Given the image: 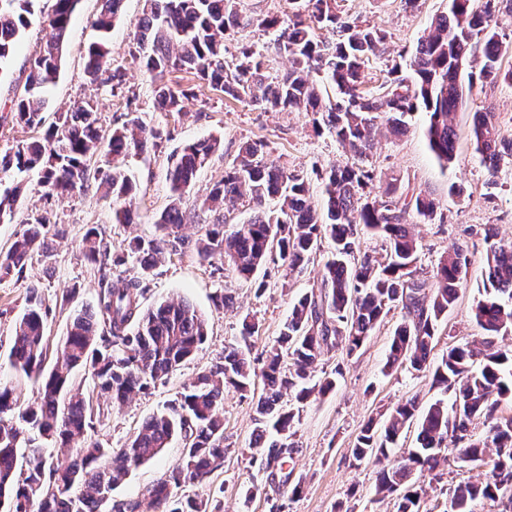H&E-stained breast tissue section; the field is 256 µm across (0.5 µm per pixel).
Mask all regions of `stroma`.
<instances>
[{"instance_id": "obj_1", "label": "stroma", "mask_w": 512, "mask_h": 512, "mask_svg": "<svg viewBox=\"0 0 512 512\" xmlns=\"http://www.w3.org/2000/svg\"><path fill=\"white\" fill-rule=\"evenodd\" d=\"M145 0H123L121 14L110 35V63L124 72L121 96L110 86L90 83L86 73V49L96 37L92 21L100 0H79L66 33L60 76L48 92L45 109L47 122H57L60 113L74 104L92 101L104 129L121 125L125 119L124 101L132 99L139 116L148 125L168 129L170 136L161 148L125 158L123 165L134 174L138 190L131 223L112 221L113 204L102 198L96 188L70 197L45 196L37 176H29L19 201L20 215L49 214L53 223L63 225L65 235L53 238L54 259L45 265L33 255L19 275L0 281V363L9 352L13 329L24 306L28 283L36 282L46 305V334L51 346L64 339L74 309L97 302L101 283L118 284L124 277L137 275L134 262L101 268L84 258L81 239L90 226L104 230L112 245L155 232L154 218L168 204L170 189L166 178L171 154L185 143L217 136L224 147L201 172L191 197L204 195L213 182L222 178L231 166L239 146L246 141H263L268 158L302 175L309 183L311 200L321 205V186L317 171L346 163L348 155L329 134L315 133L312 117L304 112H267L263 109L226 100L223 93L206 90L203 100L189 101L180 113L154 111L151 81L132 65L128 45L135 33ZM345 13L384 29L387 50L370 59L364 67L368 86H378L386 77L393 58L402 51H413L431 20L446 12L448 0H421L417 11L405 10L400 0H344ZM50 37L48 27L35 25L22 38L10 68L0 74V105L12 97L23 81L24 66ZM491 108L504 141L512 140V84L503 83L485 91H472L456 112L453 124L457 132L456 158L449 167H441L430 151L424 134L425 115L408 117V130L399 137L379 133L369 158L375 172L393 174L415 190L430 193L440 200L445 214L441 224H416L419 264L432 271L453 248H467L470 265L459 297L439 328L438 342L431 353L439 360L450 346L479 344L485 335L475 320L473 309L485 274V233L493 231L498 239L512 241V164L502 165L496 176H489L473 152L470 125L473 112ZM267 288L256 293L249 283L226 276L224 271L200 263L194 249L166 259L143 281V307L169 297L188 299L208 320L209 335L197 354L186 361L168 379L157 382L124 405L102 403L94 426L86 440L118 449L125 445L144 418L176 398L185 386L221 355L225 344L234 341L244 317L259 325L252 339L251 358L262 367L263 352L279 336L292 303L313 285V271L289 272L280 264H267ZM76 288L69 303H62L63 290ZM226 293L231 301L218 310L213 305L217 293ZM401 321L400 311H391L384 322L354 356L338 351L322 355L315 364L313 379H335L333 391L312 397L300 407L293 427L298 445L294 456L295 476L303 477L298 496L278 492L268 472L252 460V432L255 427L254 395L262 389L254 382L250 391H230L224 395V445L228 452L224 465L215 471L207 487H183V494L201 493L217 499L222 512H269L272 499H279L284 512H397L398 502L390 497L377 500L375 484L381 464L376 459L355 463L351 449L369 419L385 412L397 402L418 396L427 406L437 395L430 372L408 367L387 369L386 357L393 332ZM180 442H172L157 458L132 471L113 492L123 499L140 495L148 486L176 467L182 458ZM485 467L448 459L438 476L419 478L425 493L421 512H446L449 495L458 485L483 480Z\"/></svg>"}]
</instances>
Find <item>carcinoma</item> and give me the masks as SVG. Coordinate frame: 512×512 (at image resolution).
<instances>
[{"mask_svg":"<svg viewBox=\"0 0 512 512\" xmlns=\"http://www.w3.org/2000/svg\"><path fill=\"white\" fill-rule=\"evenodd\" d=\"M35 2L0 0L1 73L31 24ZM122 2L101 0L93 21L99 37L87 50L90 82L110 83L114 89L123 85V74L109 67L107 35ZM241 2L145 0L128 54L153 82L155 110L183 111L188 93L166 76L192 73L235 102L271 112L311 113L315 132L336 137L351 163L316 173L323 187L318 213L303 176L268 161L265 143L247 142L200 203L199 211L209 217L192 240L185 234L182 202L223 144L218 137L188 143L171 158V202L155 217L157 235L135 237L114 250L97 227L86 231L82 251L88 261L116 267L133 258L139 275L118 286L101 287L96 306L73 311L67 336L52 354L42 293L37 285H28L7 361L14 372L37 385L38 396L23 403L11 383L0 380V512H103L106 505L108 512H220L208 499L180 497L175 490L203 485L224 464V390L245 392L256 375L251 363V339L258 333L254 319L244 317L238 338L224 345L219 360L199 373L174 403L144 419L116 451L84 440L94 405L93 397L76 385V374L90 377L96 396L123 404L167 379L201 349L207 322L188 300H163L141 308L143 278L187 244L194 245L201 263H220V269L250 282L260 294L266 282L255 274L268 260L301 273L325 237L334 244L331 258L317 271L316 284L293 304L280 336L265 351L264 388L255 403L253 459L277 470L282 485H288L296 453L291 429L299 411L284 407L283 397L293 394L302 403L332 390L335 380L330 377L311 382L309 369L321 354L333 349L348 357L355 354L389 312L399 308L402 322L394 331L386 367L408 364L431 371L433 384L445 397L425 410L410 397L394 406L383 424L369 421L353 445L354 461L388 460L378 472L376 492L382 500L396 497L397 512H420L422 488L412 475L435 472L449 454L460 462L490 467L484 481L455 489L452 512H476L480 501L505 500L512 506V416H495L501 401L512 398V348L493 340L512 333V242L485 235V279L474 309L486 332L481 347L453 346L430 364L439 324L457 301L466 277L467 258L458 249L431 275H422L411 226L415 221L443 222L440 202L423 191L403 196L398 178L379 176L365 166L379 126L398 137L407 130L405 118L419 110L426 113L431 151L442 165L453 163L456 131L450 116L462 106L465 93L512 83V69L501 66L509 46L497 24L502 9L512 12V0H448V14L432 20L415 52L394 63L389 80L374 91L363 88L362 69L370 57L384 53L387 35L343 13L338 0H290L288 15L248 20ZM77 4L54 0L43 20L53 31L52 40L27 61L25 81L0 119L29 130L42 128L47 92L59 77L63 41ZM248 25L268 34L275 54L288 55L291 67L286 73L266 76V56L251 44L242 45L235 59H225L224 35ZM317 29L331 32L334 39L316 40ZM131 105L126 102L127 120L108 134L87 102L61 114L42 137L0 151V223L12 220L23 193V183L11 174L30 171L38 173L49 197L71 196L96 183L118 205L116 223H130L135 176L106 160L97 166L100 175L92 178L90 164L104 141L114 158L160 147L163 129L147 125ZM470 136L490 176L505 159L512 160V143L502 142L491 110L473 114ZM271 199L278 208L267 207ZM239 200L248 203L251 216L232 223L224 206ZM49 224L46 215L25 222L8 250L0 252V280L21 273L36 251L45 262L51 261ZM364 229L385 241L384 260L356 254ZM50 355L55 363L48 371ZM477 415L490 419L491 426L485 437L475 439L470 424ZM413 425L418 446L398 447L402 432ZM175 437L184 442L181 464L141 495L113 499L112 492L125 477L158 457ZM52 445L74 452L70 464L55 465L45 452ZM488 448L495 449V456L486 457Z\"/></svg>","mask_w":512,"mask_h":512,"instance_id":"carcinoma-1","label":"carcinoma"}]
</instances>
